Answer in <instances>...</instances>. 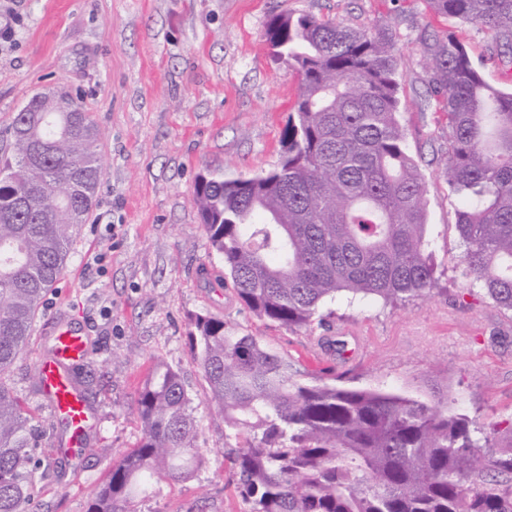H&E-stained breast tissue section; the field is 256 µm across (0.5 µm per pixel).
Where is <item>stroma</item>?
Segmentation results:
<instances>
[{
    "instance_id": "35a3bbf8",
    "label": "stroma",
    "mask_w": 512,
    "mask_h": 512,
    "mask_svg": "<svg viewBox=\"0 0 512 512\" xmlns=\"http://www.w3.org/2000/svg\"><path fill=\"white\" fill-rule=\"evenodd\" d=\"M0 44V129L43 86L78 96L97 122L103 186L56 284L45 295L26 355L6 376L47 432L34 477L40 512H87L114 459L134 448V401L153 370H178L208 448L204 466L158 482L135 512H248L228 480L227 429L207 407L193 361L189 317L208 313L260 336L310 382L413 397L443 391L455 411L512 433V312L462 276L455 223L461 207L443 159L448 120L428 80L424 31L457 35L494 86L512 89V65L491 59V30L434 14L427 0H19ZM277 14L386 28L401 60L399 121L427 187L429 235L441 291L406 305L325 304L310 330L256 318L231 286L211 289L197 270L223 275L190 199L199 174L248 178L277 168L298 93L275 60L266 24ZM87 332L80 380L88 404L83 452H64L33 368L50 319Z\"/></svg>"
}]
</instances>
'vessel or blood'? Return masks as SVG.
Segmentation results:
<instances>
[{
  "label": "vessel or blood",
  "mask_w": 512,
  "mask_h": 512,
  "mask_svg": "<svg viewBox=\"0 0 512 512\" xmlns=\"http://www.w3.org/2000/svg\"><path fill=\"white\" fill-rule=\"evenodd\" d=\"M50 353L40 362L42 389L49 399L52 416H65L76 430H84L88 421L85 403L71 386L67 370L89 356L87 337L65 324H57L52 333Z\"/></svg>",
  "instance_id": "b4317fda"
}]
</instances>
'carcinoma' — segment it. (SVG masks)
<instances>
[{
  "label": "carcinoma",
  "instance_id": "cac0c4a2",
  "mask_svg": "<svg viewBox=\"0 0 512 512\" xmlns=\"http://www.w3.org/2000/svg\"><path fill=\"white\" fill-rule=\"evenodd\" d=\"M435 14L495 32L512 51V0H429ZM273 55L300 86L280 166L264 175H201L192 202L208 250L222 258L256 317L308 328L340 295L404 304L437 291L426 185L399 123L392 39L336 19L274 15ZM430 90L448 115L445 170L463 200V275L512 311V92L484 78L456 36H427ZM75 112L19 109L0 131V512H37L39 431L5 376L25 355L46 293L61 276L101 184L99 132ZM207 405L229 430L225 458L249 512H512V436L448 407L378 389L313 384L247 331L191 317ZM141 434L112 464L88 512H134L159 476L202 466L199 421L180 373L156 370L135 401Z\"/></svg>",
  "mask_w": 512,
  "mask_h": 512
}]
</instances>
